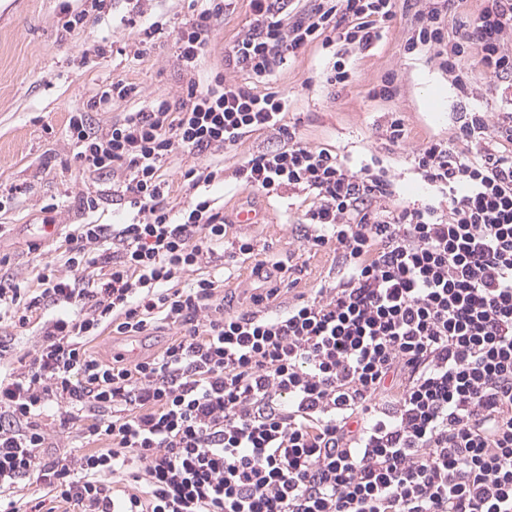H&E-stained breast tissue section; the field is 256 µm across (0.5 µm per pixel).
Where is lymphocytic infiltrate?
I'll return each mask as SVG.
<instances>
[{
    "label": "lymphocytic infiltrate",
    "mask_w": 512,
    "mask_h": 512,
    "mask_svg": "<svg viewBox=\"0 0 512 512\" xmlns=\"http://www.w3.org/2000/svg\"><path fill=\"white\" fill-rule=\"evenodd\" d=\"M233 2L190 0L174 37L179 99L93 130L87 113L143 96L115 78L69 117L77 161L111 173L133 215L79 225L39 293L0 279V322L23 332L42 319L31 352L0 337V512H41L16 498L25 480L78 512H512V0L455 22L415 0L405 52L429 53L462 99L477 72L498 96L412 149L435 191L422 202L400 198L382 158L355 170L305 142L287 97L237 79L269 80L318 44L325 84L345 88L397 0H247L221 70L200 80ZM257 133L280 143L247 150ZM229 151L240 185L308 201L299 249L341 259L337 280L280 312L275 286L226 311L224 279L206 270L225 234L214 158ZM201 154L173 208L169 165ZM160 323L179 335L156 354L88 350Z\"/></svg>",
    "instance_id": "lymphocytic-infiltrate-1"
}]
</instances>
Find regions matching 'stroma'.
Listing matches in <instances>:
<instances>
[{"instance_id": "1", "label": "stroma", "mask_w": 512, "mask_h": 512, "mask_svg": "<svg viewBox=\"0 0 512 512\" xmlns=\"http://www.w3.org/2000/svg\"><path fill=\"white\" fill-rule=\"evenodd\" d=\"M62 0H0V195L12 194L10 207L0 211V278H20L36 288V274L44 264L63 266L67 256L60 246L65 234L86 222L80 200L92 193L99 197L96 219L102 224H120L129 217L125 200L112 189L108 174L82 170L66 135L73 112L112 76H122L153 97L174 98L182 90L183 75L175 60L174 36L188 13L187 0H144L143 24L158 21L163 32L150 51L137 60L118 52L131 44L136 30L124 26L129 0H112L108 14L89 16L83 33L64 39L61 31ZM249 17L246 0H237L235 11L220 25L212 51L201 67L208 76L221 65L222 50L234 39ZM104 41L102 55L83 61L82 51ZM327 57L317 47L298 54L274 78L271 87L290 102L288 119L313 145L332 146L350 167L359 168L371 155L381 156L396 179L402 195L422 198L427 190L419 182L410 161L411 147L423 139L447 138L457 112L489 109L493 92L482 91L476 100L460 104L455 91L438 66L424 56L404 51L402 24L384 29L373 48L360 54L353 84L343 91L323 87L319 76ZM398 76V92L386 103L369 95L386 73ZM398 111L407 128L405 144H388L380 135L390 111ZM236 159L223 160L226 178L212 192L224 203L229 227L224 248L214 258L217 267L230 274L225 294L234 311L249 309L258 280L252 275V260L235 255L231 244L252 239L261 258L282 263L300 273L296 290L319 287L337 260L332 251L309 254L298 250L294 239L307 228L302 202L273 199L261 191L236 186L231 177ZM57 204L56 231L46 234L45 208ZM260 212L257 224H236V209Z\"/></svg>"}]
</instances>
